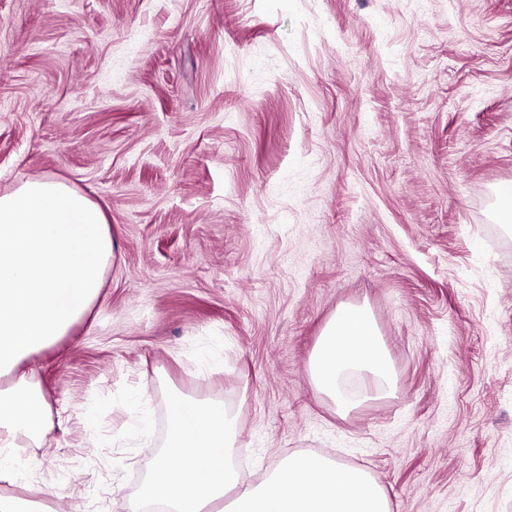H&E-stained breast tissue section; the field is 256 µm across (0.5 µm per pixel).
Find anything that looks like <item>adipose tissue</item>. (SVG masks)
Segmentation results:
<instances>
[{"label": "adipose tissue", "instance_id": "adipose-tissue-1", "mask_svg": "<svg viewBox=\"0 0 512 512\" xmlns=\"http://www.w3.org/2000/svg\"><path fill=\"white\" fill-rule=\"evenodd\" d=\"M112 258L103 213L54 181L29 182L0 196V475L28 477L32 460L11 454L17 440L39 443L49 405L34 372L20 365L52 343L98 299ZM369 372L393 389L389 359L369 311L348 305L325 326L311 361L317 392L338 413L354 406L341 390L351 372ZM236 420L223 405L175 396L169 433L139 501H165L168 512H213L233 496V512H390L366 470L317 454L289 455L258 482L245 483L232 462Z\"/></svg>", "mask_w": 512, "mask_h": 512}]
</instances>
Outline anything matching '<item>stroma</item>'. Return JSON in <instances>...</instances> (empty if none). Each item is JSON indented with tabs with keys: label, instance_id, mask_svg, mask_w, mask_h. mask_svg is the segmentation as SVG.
<instances>
[{
	"label": "stroma",
	"instance_id": "obj_1",
	"mask_svg": "<svg viewBox=\"0 0 512 512\" xmlns=\"http://www.w3.org/2000/svg\"><path fill=\"white\" fill-rule=\"evenodd\" d=\"M104 213L100 297L29 355L51 427L22 499L128 512L174 395L253 481L295 453L391 512H512V0H0V195ZM367 306L396 379L310 360Z\"/></svg>",
	"mask_w": 512,
	"mask_h": 512
}]
</instances>
